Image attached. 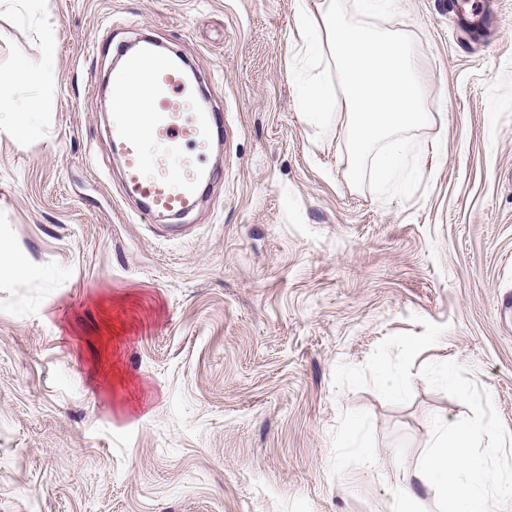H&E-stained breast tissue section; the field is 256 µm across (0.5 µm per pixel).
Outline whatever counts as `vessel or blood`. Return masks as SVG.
<instances>
[{"label":"vessel or blood","instance_id":"obj_1","mask_svg":"<svg viewBox=\"0 0 512 512\" xmlns=\"http://www.w3.org/2000/svg\"><path fill=\"white\" fill-rule=\"evenodd\" d=\"M135 91L149 111H128ZM111 102L110 139L123 166V196L136 200L142 217L153 223L191 212L201 185L219 177L209 158L220 117L199 105L179 58L158 54L145 42L113 71Z\"/></svg>","mask_w":512,"mask_h":512}]
</instances>
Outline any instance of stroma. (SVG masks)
<instances>
[{"label": "stroma", "mask_w": 512, "mask_h": 512, "mask_svg": "<svg viewBox=\"0 0 512 512\" xmlns=\"http://www.w3.org/2000/svg\"><path fill=\"white\" fill-rule=\"evenodd\" d=\"M319 2L0 0V72L52 60L0 85V512H390L438 417L512 473V0L472 40L467 0L371 18L433 114L386 185L299 108L340 88ZM145 35L224 114L221 179L152 224L102 91Z\"/></svg>", "instance_id": "stroma-1"}]
</instances>
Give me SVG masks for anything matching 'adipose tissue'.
<instances>
[{
  "label": "adipose tissue",
  "mask_w": 512,
  "mask_h": 512,
  "mask_svg": "<svg viewBox=\"0 0 512 512\" xmlns=\"http://www.w3.org/2000/svg\"><path fill=\"white\" fill-rule=\"evenodd\" d=\"M298 24L304 32L323 33L340 68L350 177L359 178L365 160L373 155L375 176L383 182L392 180L410 150L399 130L432 120L407 41L400 34L348 21L338 0H323L316 10L302 12ZM496 438L489 426L464 422L439 426L433 448L411 477L425 487L441 481L452 512H500V504L512 500V480L498 478L474 451L481 441L492 444Z\"/></svg>",
  "instance_id": "obj_1"
}]
</instances>
